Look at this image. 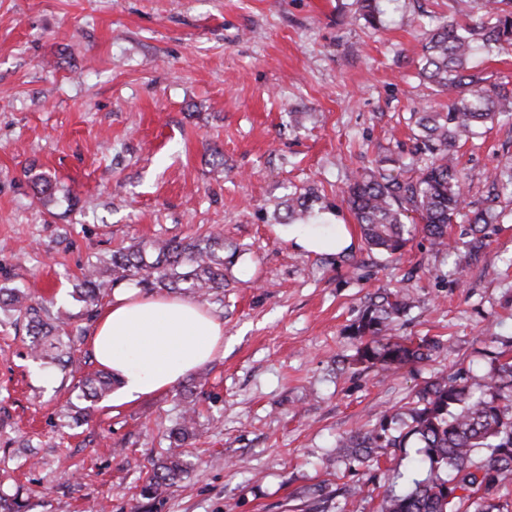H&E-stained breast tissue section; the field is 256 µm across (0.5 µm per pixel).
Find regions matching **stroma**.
<instances>
[{"mask_svg":"<svg viewBox=\"0 0 512 512\" xmlns=\"http://www.w3.org/2000/svg\"><path fill=\"white\" fill-rule=\"evenodd\" d=\"M455 15L454 0H402L375 29L356 0H0V286L84 333L72 365L43 364L26 319L0 315V494L24 512H376L414 443L375 470L338 462L337 440L512 347V201L487 260L459 267L420 234L396 261L368 248L342 194L353 170L408 158L411 112L447 106L416 62L431 19ZM457 156L466 209L483 206L512 124ZM311 190L349 248L288 241L284 203ZM215 230L236 255L201 300L223 352L162 394L86 404L94 321L71 292L89 262ZM405 278L413 305L390 334L438 349L392 374L353 363L349 326ZM190 407L187 475L145 498Z\"/></svg>","mask_w":512,"mask_h":512,"instance_id":"1","label":"stroma"}]
</instances>
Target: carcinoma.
Segmentation results:
<instances>
[{"instance_id":"carcinoma-1","label":"carcinoma","mask_w":512,"mask_h":512,"mask_svg":"<svg viewBox=\"0 0 512 512\" xmlns=\"http://www.w3.org/2000/svg\"><path fill=\"white\" fill-rule=\"evenodd\" d=\"M398 0H359L362 18L377 28ZM476 19L437 21L426 33L418 60L420 77L448 92L444 111L422 110L414 120L407 176L401 178L378 164L356 173L344 194L368 246L395 259L406 247L412 227L405 219L414 213L421 232L436 251L450 250L448 224L460 215L465 180L458 167L456 148L482 135L501 119L512 118L509 82H491L475 69L482 55L512 50V0H485ZM498 194L512 199V158L499 162L492 174ZM310 197L288 198V219L295 224H316ZM472 235L470 255L484 248L488 212L477 209L467 216ZM224 234L184 243L175 239L153 245L156 259H145L141 245H131L88 266L76 300L87 312L97 307L101 291L122 281H134L150 291L175 292L186 284L194 294L224 291ZM408 287L376 296L350 327L359 340L356 362L367 369L396 371L430 358L438 348L431 339H395L387 332L393 321L411 308ZM30 317L29 348L35 360L66 364L72 360L80 329L56 318L45 321L29 297L17 288L0 287V310ZM114 377L97 371L79 381L82 397L96 401L111 391ZM189 413L170 431L180 448L195 435ZM418 442L420 458L406 470L394 471L382 493L377 512H512L503 491L512 486V357L502 351L492 357L481 383L469 372L438 376L417 393L402 412L385 414L370 428L360 427L341 437L336 458L351 463L379 465L387 448ZM186 473L182 453H173L153 469L142 496L154 498L176 485Z\"/></svg>"}]
</instances>
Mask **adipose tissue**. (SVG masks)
Wrapping results in <instances>:
<instances>
[{
  "instance_id": "1",
  "label": "adipose tissue",
  "mask_w": 512,
  "mask_h": 512,
  "mask_svg": "<svg viewBox=\"0 0 512 512\" xmlns=\"http://www.w3.org/2000/svg\"><path fill=\"white\" fill-rule=\"evenodd\" d=\"M288 239L300 250L333 253L351 236L340 224H296ZM92 353L119 382L113 405L169 390L224 348V325L204 306L181 297L115 292L96 319Z\"/></svg>"
}]
</instances>
